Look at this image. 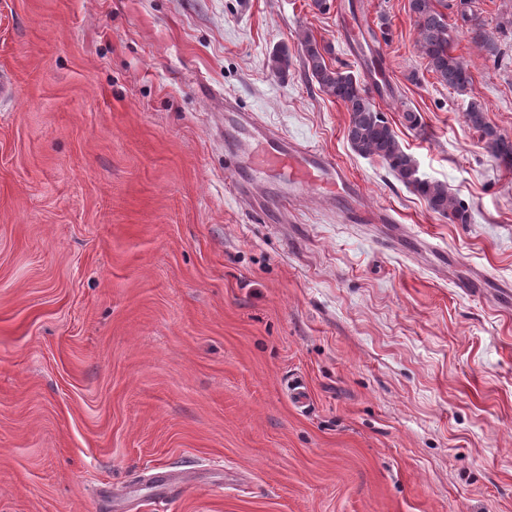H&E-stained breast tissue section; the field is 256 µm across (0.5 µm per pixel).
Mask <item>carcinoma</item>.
I'll use <instances>...</instances> for the list:
<instances>
[{
	"label": "carcinoma",
	"instance_id": "1",
	"mask_svg": "<svg viewBox=\"0 0 512 512\" xmlns=\"http://www.w3.org/2000/svg\"><path fill=\"white\" fill-rule=\"evenodd\" d=\"M450 7L447 0H411V10L417 17V44L428 59L429 68L448 87L461 90L470 83V76L462 62L450 54L451 36L445 14L438 7ZM303 58L312 78L323 92L342 101L350 114L347 140L360 156H377L395 173L397 178L422 197L429 208L444 216L466 221L465 210L438 182L422 179L411 159L399 146L394 132L383 116L373 109L366 85L350 72L331 68L324 54L331 47L318 45L306 34L300 41ZM289 57L285 50L276 51L270 58V71L281 75L288 71ZM466 121L482 132L490 153L501 163L512 165V140L500 135L484 121L483 110L471 103L465 112Z\"/></svg>",
	"mask_w": 512,
	"mask_h": 512
}]
</instances>
